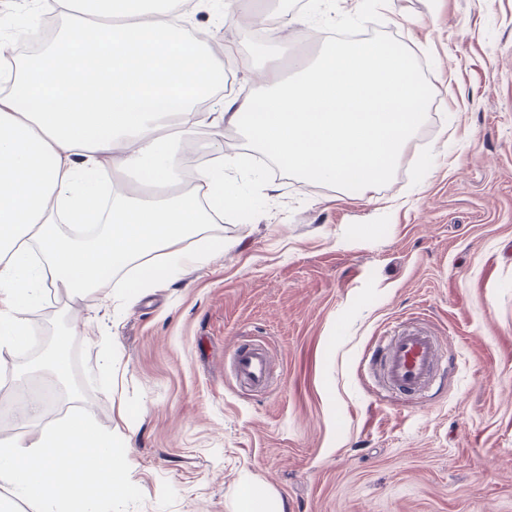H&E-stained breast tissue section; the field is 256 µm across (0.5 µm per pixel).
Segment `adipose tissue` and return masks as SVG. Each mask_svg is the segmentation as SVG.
I'll return each instance as SVG.
<instances>
[{"label":"adipose tissue","mask_w":512,"mask_h":512,"mask_svg":"<svg viewBox=\"0 0 512 512\" xmlns=\"http://www.w3.org/2000/svg\"><path fill=\"white\" fill-rule=\"evenodd\" d=\"M227 0H42L64 26L53 44L21 59L0 27V355L25 347L29 313L52 288L70 295L134 267L160 285L224 249L215 229L238 163L217 131L245 132L281 168L306 180L362 187L385 181L422 125L429 95L409 52L376 39L338 44L296 64L295 76L259 70L258 89L224 91L229 46L187 38L196 11L227 14ZM211 136V158L192 180L184 152ZM201 241V250L187 241ZM87 321L55 336L43 371L69 380L67 354ZM27 443L0 441V512L16 501L40 512H98L121 496L133 463L84 412L46 419Z\"/></svg>","instance_id":"ef3b65f1"}]
</instances>
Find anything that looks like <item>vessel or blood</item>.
<instances>
[{
    "instance_id": "vessel-or-blood-1",
    "label": "vessel or blood",
    "mask_w": 512,
    "mask_h": 512,
    "mask_svg": "<svg viewBox=\"0 0 512 512\" xmlns=\"http://www.w3.org/2000/svg\"><path fill=\"white\" fill-rule=\"evenodd\" d=\"M373 357L382 372L383 385L409 399L429 387L440 363V346L425 329L402 328L376 344ZM270 365L268 351L259 346L237 348L231 356L236 376L254 387L265 385Z\"/></svg>"
}]
</instances>
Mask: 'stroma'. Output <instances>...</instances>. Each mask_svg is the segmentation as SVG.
I'll return each instance as SVG.
<instances>
[{"label":"stroma","mask_w":512,"mask_h":512,"mask_svg":"<svg viewBox=\"0 0 512 512\" xmlns=\"http://www.w3.org/2000/svg\"><path fill=\"white\" fill-rule=\"evenodd\" d=\"M290 25L286 45L198 13L211 40L243 60L230 92L281 54L317 50L307 29L408 48L436 87L432 110L389 178L350 190L278 169L247 136L246 210L224 214L223 253L158 288L132 274L28 315L32 340L0 373L27 365L65 319L89 320L68 358L81 408L134 467L99 512H239L243 484L271 512H512V0H263ZM421 326L457 365L430 397L406 401L375 381L373 340ZM266 347L265 389L230 355ZM111 357L117 387L98 366Z\"/></svg>","instance_id":"stroma-1"}]
</instances>
